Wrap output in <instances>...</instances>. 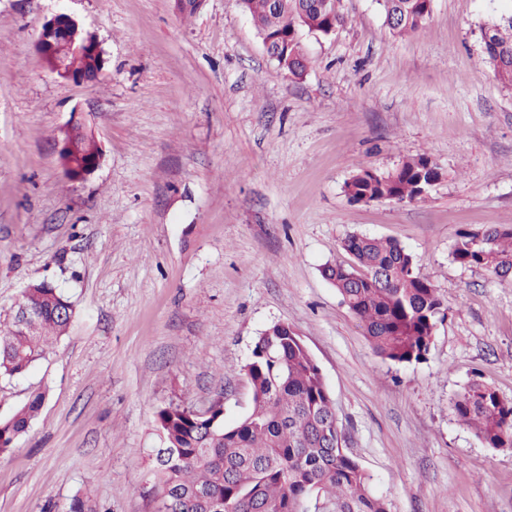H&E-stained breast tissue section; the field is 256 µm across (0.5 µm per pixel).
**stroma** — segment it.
<instances>
[{"label":"stroma","instance_id":"stroma-1","mask_svg":"<svg viewBox=\"0 0 512 512\" xmlns=\"http://www.w3.org/2000/svg\"><path fill=\"white\" fill-rule=\"evenodd\" d=\"M294 79L237 0H0V332L24 288L51 282L75 317L44 359L0 379V419L46 399L0 456V512H152L156 412L224 422L251 406L242 368L288 323L319 366L344 446L390 512H512V449L454 411L472 381L512 401V277L455 263L459 232L512 224V88L481 33L512 0H432L391 34L377 0H336ZM70 14L99 42L89 82L57 78L36 42ZM104 161L70 181L56 152L73 110ZM420 153L443 179L412 203L356 204L360 169ZM393 238L443 302L425 359L375 354L324 266L351 234Z\"/></svg>","mask_w":512,"mask_h":512}]
</instances>
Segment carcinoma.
Masks as SVG:
<instances>
[{
  "mask_svg": "<svg viewBox=\"0 0 512 512\" xmlns=\"http://www.w3.org/2000/svg\"><path fill=\"white\" fill-rule=\"evenodd\" d=\"M393 35L405 37L423 27L431 0H378ZM270 59L299 78L308 61L304 33L326 35L342 24L336 0H238ZM485 56L496 79L512 87V11L494 18L483 32ZM443 177L427 154L403 161L388 172L357 171L345 184L354 202H413ZM349 266L327 265L324 279L363 329L376 353L394 364L423 360L443 303L431 283L415 270L412 254L399 242L359 234L343 244ZM454 262L512 276V224H490L478 235L459 236ZM21 304L36 311L25 331L0 334V378L26 374L44 358L51 340L61 337L74 314L62 291L42 281L24 289ZM253 403L235 424L224 425V405L206 416L177 402L156 413L163 446L155 449L152 499L161 512H295L313 491L324 512H389L375 495L371 477L343 448L333 400L320 368L300 336L286 323H274L256 338L243 366ZM40 392L10 417L0 420V455L10 452L44 403ZM460 421L490 448H512V401L474 381L454 402Z\"/></svg>",
  "mask_w": 512,
  "mask_h": 512,
  "instance_id": "1",
  "label": "carcinoma"
}]
</instances>
